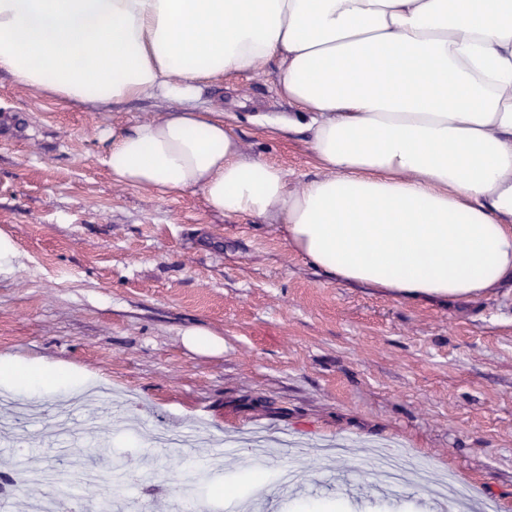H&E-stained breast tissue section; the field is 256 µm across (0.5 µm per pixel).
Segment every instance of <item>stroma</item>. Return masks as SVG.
Returning a JSON list of instances; mask_svg holds the SVG:
<instances>
[{
	"instance_id": "obj_1",
	"label": "stroma",
	"mask_w": 512,
	"mask_h": 512,
	"mask_svg": "<svg viewBox=\"0 0 512 512\" xmlns=\"http://www.w3.org/2000/svg\"><path fill=\"white\" fill-rule=\"evenodd\" d=\"M218 103L249 156L294 185L317 175L308 133L281 129L291 107L270 68L202 85L197 106ZM169 108L146 97L91 109L0 74L12 128L0 135V232L21 254L0 275V358L66 364L94 392L62 452L55 412L69 394L0 388V473L65 467L90 421L140 483L116 497L79 469L71 481L82 504L112 497L117 512H235L212 496L217 479L252 512H434L415 482L376 489L373 447L512 512V283L456 300L340 283L292 251L281 225L224 216L198 192L115 182L113 129ZM190 326L223 339V353L187 348ZM260 442L299 467L294 485H243L245 468L268 464ZM58 496L34 480L0 497V512Z\"/></svg>"
}]
</instances>
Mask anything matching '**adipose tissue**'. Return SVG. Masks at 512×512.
<instances>
[{"label":"adipose tissue","mask_w":512,"mask_h":512,"mask_svg":"<svg viewBox=\"0 0 512 512\" xmlns=\"http://www.w3.org/2000/svg\"><path fill=\"white\" fill-rule=\"evenodd\" d=\"M261 66L310 133L320 173L297 186L189 106ZM1 72L96 109L175 102L113 130V179L283 225L337 281L445 299L512 282V0H0ZM0 386L82 381L4 359Z\"/></svg>","instance_id":"1"}]
</instances>
